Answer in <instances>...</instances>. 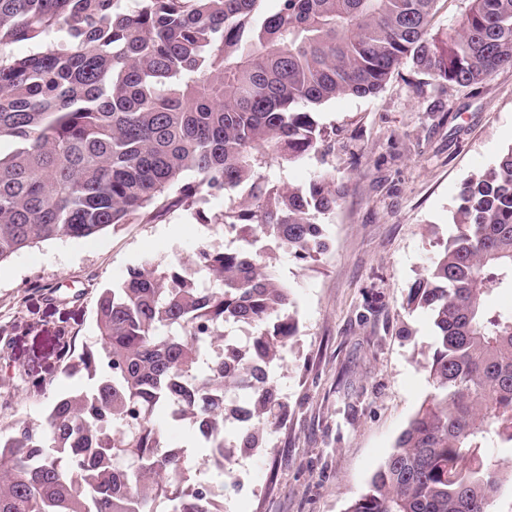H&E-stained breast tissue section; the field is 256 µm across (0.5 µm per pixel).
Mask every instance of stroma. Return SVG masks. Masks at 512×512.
<instances>
[{
    "label": "stroma",
    "mask_w": 512,
    "mask_h": 512,
    "mask_svg": "<svg viewBox=\"0 0 512 512\" xmlns=\"http://www.w3.org/2000/svg\"><path fill=\"white\" fill-rule=\"evenodd\" d=\"M330 134L324 160L272 179L295 185L330 172L347 192L325 216L329 248L299 261L278 247L266 260L293 288L299 333L270 380L288 405L264 447L226 469L204 464L188 425L161 416L169 447L201 459L224 512H345L431 393L434 348L426 314L408 312L471 175L512 148V68L482 84L444 88L404 62L372 97L342 95L316 109ZM176 212L91 239L46 241L0 264V427L42 415L55 395L84 386L62 371L61 350L92 343L102 289L150 262L189 261L197 246L223 248L216 219ZM410 327L412 339L400 335Z\"/></svg>",
    "instance_id": "1"
}]
</instances>
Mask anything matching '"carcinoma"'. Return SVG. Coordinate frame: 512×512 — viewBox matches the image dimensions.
<instances>
[{
    "label": "carcinoma",
    "instance_id": "1",
    "mask_svg": "<svg viewBox=\"0 0 512 512\" xmlns=\"http://www.w3.org/2000/svg\"><path fill=\"white\" fill-rule=\"evenodd\" d=\"M0 0V263L35 243L88 239L228 200L237 245L201 246L212 287L147 263L101 292L97 341L66 349L88 385L41 419L0 429V512H215L186 486L197 461L164 448L153 415L187 421L224 467L261 447L282 410L269 366L297 322L270 239L305 261L342 187L272 181L329 151L311 108L380 92L405 60L442 85L512 68V0ZM33 46L24 56L11 47ZM512 148L465 183L452 231L406 305L428 315L433 391L346 512H491L512 461ZM229 324L253 328L242 344ZM236 423L233 444L227 420Z\"/></svg>",
    "mask_w": 512,
    "mask_h": 512
}]
</instances>
